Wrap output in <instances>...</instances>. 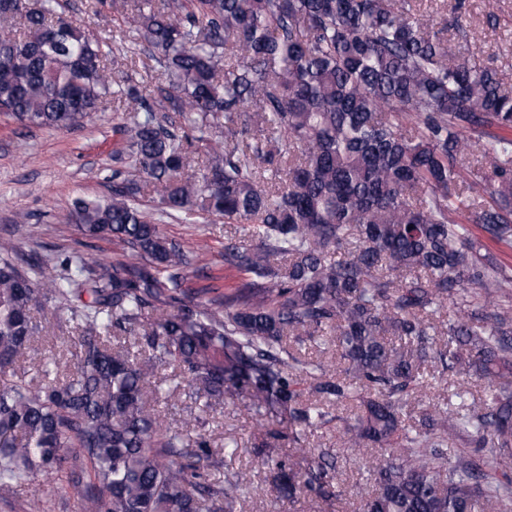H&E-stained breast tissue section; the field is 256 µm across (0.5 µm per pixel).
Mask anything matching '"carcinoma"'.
Returning <instances> with one entry per match:
<instances>
[{"label": "carcinoma", "mask_w": 512, "mask_h": 512, "mask_svg": "<svg viewBox=\"0 0 512 512\" xmlns=\"http://www.w3.org/2000/svg\"><path fill=\"white\" fill-rule=\"evenodd\" d=\"M56 0L24 15L27 34L0 30V114L68 130L119 102L111 194L78 198L82 235L125 260L75 251L18 259L0 238V488L59 474L71 459L90 479L55 496L79 512H232L248 472L212 480L200 417L164 424L159 402L184 394L213 409L240 400L259 427L288 422L308 467L267 456L281 497L342 496L328 448L308 433L344 423L343 445L370 442L374 492L359 512H483L512 505V273L477 226L512 243V87L460 58L448 25L412 0H121L164 82L111 87L101 46L56 18ZM204 173L185 175L187 144ZM479 152L481 161L470 162ZM242 226L224 244L238 284L186 288L200 252L161 223L197 212ZM70 313L73 370L21 367L41 331L36 315ZM132 336L116 351L112 337ZM330 341L333 361L302 357ZM452 371L456 397L404 421L422 366ZM172 368L166 391L151 387ZM484 399L468 403L470 380ZM486 450V468L449 444Z\"/></svg>", "instance_id": "1"}]
</instances>
